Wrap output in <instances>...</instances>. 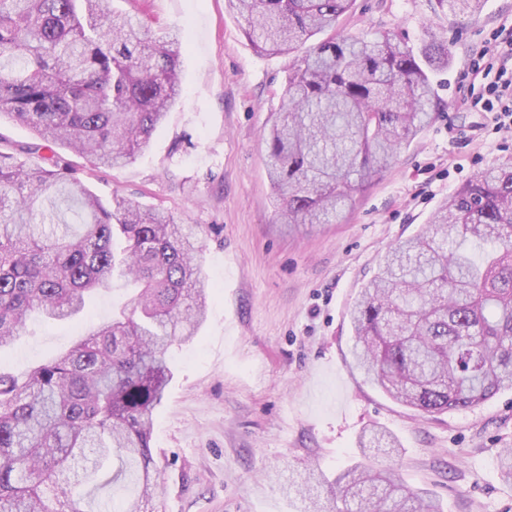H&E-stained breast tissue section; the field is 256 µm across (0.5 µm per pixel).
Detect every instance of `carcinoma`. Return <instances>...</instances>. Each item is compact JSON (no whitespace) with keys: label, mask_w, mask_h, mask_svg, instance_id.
<instances>
[{"label":"carcinoma","mask_w":512,"mask_h":512,"mask_svg":"<svg viewBox=\"0 0 512 512\" xmlns=\"http://www.w3.org/2000/svg\"><path fill=\"white\" fill-rule=\"evenodd\" d=\"M259 52L290 55L284 110L266 135L278 218L322 224L383 172L436 111L429 73L448 41L414 52L393 34L336 27L354 0H226ZM485 0H434L476 13ZM179 36L151 37L112 0H0V118L47 151L26 166L0 151V352L32 315L64 321L114 278L137 287L130 309L56 358L16 377L0 370V512H82L96 481L136 486L121 512H154L156 408L170 352L206 314L199 227L68 175L55 148L98 168L133 162L179 97ZM78 206L80 223L58 202ZM353 363L396 401L426 413L477 406L512 388V165L484 169L442 204L429 228L390 248L352 312ZM310 469L309 512H440L391 473ZM342 506H337V503Z\"/></svg>","instance_id":"cac0c4a2"}]
</instances>
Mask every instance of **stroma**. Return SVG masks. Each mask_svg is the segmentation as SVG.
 <instances>
[{"label":"stroma","instance_id":"stroma-1","mask_svg":"<svg viewBox=\"0 0 512 512\" xmlns=\"http://www.w3.org/2000/svg\"><path fill=\"white\" fill-rule=\"evenodd\" d=\"M151 34L180 36L181 94L148 151L95 169L66 154L73 176L100 198L121 194L204 230L207 319L173 351V379L154 413L157 512H304L290 491L307 468L327 477L363 465L427 491L444 512H512L500 475L512 448V389L468 410L427 414L398 403L355 369L350 310L388 249L430 223L481 170L512 164V129L464 104L469 55L490 30H512V0L478 14L433 12L428 0H355L338 28L389 32L420 48L448 40L433 72L440 106L392 166L327 224H282L263 133L283 107L291 57L257 52L225 0H112ZM132 292L114 281L91 319H35L0 366L18 374L71 348L110 320ZM380 431L391 444L362 445Z\"/></svg>","mask_w":512,"mask_h":512}]
</instances>
